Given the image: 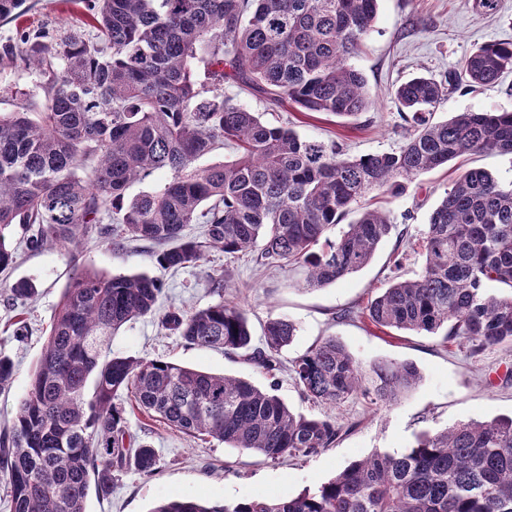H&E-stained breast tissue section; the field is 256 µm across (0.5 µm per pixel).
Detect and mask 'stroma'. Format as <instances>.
<instances>
[{"label":"stroma","mask_w":512,"mask_h":512,"mask_svg":"<svg viewBox=\"0 0 512 512\" xmlns=\"http://www.w3.org/2000/svg\"><path fill=\"white\" fill-rule=\"evenodd\" d=\"M28 4L30 9L20 23L0 21V43L14 38L20 26L90 31L83 0H28ZM490 42L512 43V0H498L492 12L477 7L476 0H380L376 22L360 54L351 60L363 74L372 100L358 118L278 108L229 85L224 93L234 103L260 113L266 122L292 127L302 138L335 145L341 156L395 152L407 136L394 99L396 87L420 75L444 80L479 46ZM483 109L512 111V70L494 84L450 93L435 118L443 121L457 112ZM472 168L487 170L505 183L512 181V155L474 154L416 175L402 195L371 193L368 203L387 211L395 233L380 244L367 266L320 288L307 286L301 270L264 268L252 252L230 256L212 250L201 265L173 272L161 269L143 243L116 250L107 243L89 242L81 262L111 275L144 273L161 279V311L206 305L214 299L213 279L220 278L225 297L243 311L254 338H261L262 327L271 318L285 317L298 326L293 343L280 355L281 369L273 378L243 358L186 346L179 336L163 329L155 316L122 327L112 338V352L241 377L261 388L274 381L278 396L293 411L330 417L351 431L331 448L274 463L257 453L187 436L156 418L134 413L130 427L156 449L157 469L148 477L131 470L122 473L109 498L89 494L86 512H151L161 500L180 496L212 505L292 497L374 451L404 452L420 433H433L461 421L512 415V381L503 379L507 368H512V348L492 347L474 358L467 346H444L438 336L381 331L358 318L336 317L340 310L362 307L390 285L393 275L412 278L421 272L425 257L418 241L429 216L453 180ZM76 264L67 248L56 246L24 255L8 274V282H30L36 294L25 308L30 333L23 338L13 334L16 309L0 298V353L15 364L11 384L0 391V422L11 416L29 388L31 371ZM327 336L339 339L363 370L382 360L410 362L420 378L411 391L387 405L360 397L337 407L314 404L301 394L289 367Z\"/></svg>","instance_id":"35a3bbf8"}]
</instances>
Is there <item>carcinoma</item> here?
<instances>
[{"label":"carcinoma","instance_id":"obj_1","mask_svg":"<svg viewBox=\"0 0 512 512\" xmlns=\"http://www.w3.org/2000/svg\"><path fill=\"white\" fill-rule=\"evenodd\" d=\"M0 0V21L28 10ZM95 34L17 30L0 45V73L34 70V112H0V273L13 267L17 224L37 225L25 248L64 246L75 255L97 238L154 246L165 270L195 266L207 252L263 247L257 260L307 268L322 287L366 266L395 225L360 206L374 192L402 194L410 179L463 154H512V112L431 116L466 83L485 85L512 68V43L469 55L442 82L426 76L394 92L411 124L396 152L341 158L336 146L304 139L224 96V85L257 92L273 105L354 117L371 99L350 59L372 30L379 0H84ZM204 78H199V70ZM230 148L232 159L196 161ZM166 174L129 200L128 186ZM358 219L329 232L354 207ZM204 225V237L186 234ZM425 266L396 276L361 309L379 329L442 333L477 356L512 346V181L486 171L461 174L430 215ZM12 301L31 297L26 281ZM164 288L147 274L107 275L82 267L64 288L29 389L0 428V481L10 512H85L90 489L112 495L117 474L155 472L152 446L130 433L125 406L190 437H210L276 462L335 445L352 429L292 411L275 388L171 361L115 354L109 343L127 323L152 316ZM165 313L161 326L197 349H221L269 372L296 336L283 317L255 345L237 304L224 298ZM310 401L339 406L362 395L400 399L419 380L407 362L367 374L334 337L292 361ZM93 391H88V385ZM152 512H512V416L460 421L424 432L400 454L376 452L289 498L207 506L190 497L160 501Z\"/></svg>","mask_w":512,"mask_h":512}]
</instances>
